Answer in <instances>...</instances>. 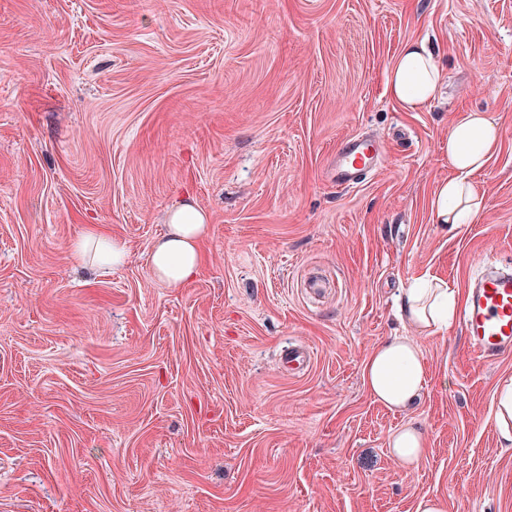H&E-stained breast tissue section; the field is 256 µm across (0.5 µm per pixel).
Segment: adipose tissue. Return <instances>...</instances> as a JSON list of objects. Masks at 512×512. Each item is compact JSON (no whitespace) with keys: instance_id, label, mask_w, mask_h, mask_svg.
Masks as SVG:
<instances>
[{"instance_id":"adipose-tissue-1","label":"adipose tissue","mask_w":512,"mask_h":512,"mask_svg":"<svg viewBox=\"0 0 512 512\" xmlns=\"http://www.w3.org/2000/svg\"><path fill=\"white\" fill-rule=\"evenodd\" d=\"M441 78L427 41L410 40L387 70L386 91L405 111L417 112L434 99ZM499 141V125L485 112H463L450 127L448 160L457 174L441 181L432 195L435 222L466 224L481 212L484 197L471 177L485 169ZM208 234L207 216L196 204L182 201L169 210L166 231L150 254L154 278L171 288L192 282L201 271L202 246ZM75 250L90 256L92 265L100 269L121 267L128 257L123 240L102 234L82 237ZM460 304L459 292L446 281L422 277L402 291L397 310L418 333L429 337L448 330ZM363 376L376 402L391 410H405L419 400L426 385L425 357L416 340L395 336L370 353ZM426 445L425 432L412 422L390 435L387 443L391 454L409 466L420 462Z\"/></svg>"}]
</instances>
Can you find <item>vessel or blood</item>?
<instances>
[{"instance_id": "b4317fda", "label": "vessel or blood", "mask_w": 512, "mask_h": 512, "mask_svg": "<svg viewBox=\"0 0 512 512\" xmlns=\"http://www.w3.org/2000/svg\"><path fill=\"white\" fill-rule=\"evenodd\" d=\"M384 146L361 134L344 138L330 162L334 183L356 187L363 175L375 170ZM462 328L478 362L489 363L512 353V270L472 273L466 282Z\"/></svg>"}]
</instances>
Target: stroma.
Masks as SVG:
<instances>
[{
    "instance_id": "obj_1",
    "label": "stroma",
    "mask_w": 512,
    "mask_h": 512,
    "mask_svg": "<svg viewBox=\"0 0 512 512\" xmlns=\"http://www.w3.org/2000/svg\"><path fill=\"white\" fill-rule=\"evenodd\" d=\"M430 37L437 98L384 75ZM495 117L482 211L435 223L448 129ZM353 133L387 144L336 187ZM209 218L199 277L158 283L167 210ZM124 239L120 269L74 244ZM512 262V0H0V512H512L498 390L460 322L419 339L429 380L392 412L369 353L414 336L395 302ZM311 355L288 374L290 347ZM425 430L417 466L388 435Z\"/></svg>"
}]
</instances>
